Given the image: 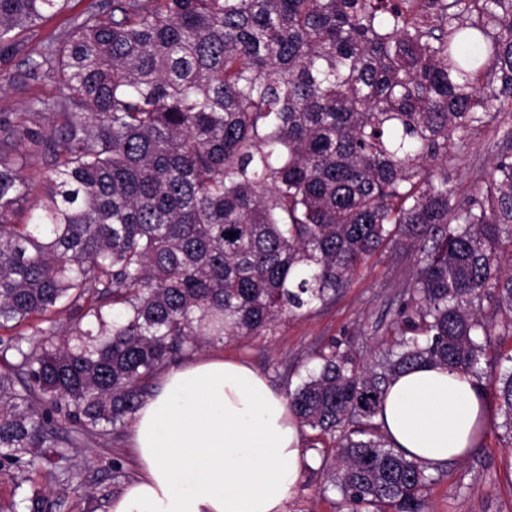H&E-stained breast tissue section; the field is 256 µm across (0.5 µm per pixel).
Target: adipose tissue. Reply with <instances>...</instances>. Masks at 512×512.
<instances>
[{"instance_id": "1", "label": "adipose tissue", "mask_w": 512, "mask_h": 512, "mask_svg": "<svg viewBox=\"0 0 512 512\" xmlns=\"http://www.w3.org/2000/svg\"><path fill=\"white\" fill-rule=\"evenodd\" d=\"M488 418L469 378L422 366L389 384L378 420L396 450L433 467L464 458ZM130 442L138 477L109 512H286L303 472L285 397L221 353L165 369Z\"/></svg>"}]
</instances>
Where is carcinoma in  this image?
I'll return each instance as SVG.
<instances>
[{"instance_id":"1","label":"carcinoma","mask_w":512,"mask_h":512,"mask_svg":"<svg viewBox=\"0 0 512 512\" xmlns=\"http://www.w3.org/2000/svg\"><path fill=\"white\" fill-rule=\"evenodd\" d=\"M71 2L0 0V54L59 85L0 114V474L117 433L164 366L334 301L391 247L415 267L396 348L318 352L288 407L330 436L350 512H425L428 466L376 418L422 364L482 384L512 335L479 310L512 314V155L470 195L448 177L476 131L512 141V0H108L27 51ZM492 385L511 434L512 368ZM24 482L0 512H54Z\"/></svg>"}]
</instances>
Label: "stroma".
Returning <instances> with one entry per match:
<instances>
[{
	"mask_svg": "<svg viewBox=\"0 0 512 512\" xmlns=\"http://www.w3.org/2000/svg\"><path fill=\"white\" fill-rule=\"evenodd\" d=\"M6 67L16 80L0 86V113L23 112L32 98L56 95L52 82L29 72L23 56L7 58ZM501 148L494 132L474 134L467 152L448 164L460 193L471 192ZM413 273V261L405 252L383 250L357 270L336 301L304 316L283 318L269 331L216 344L215 349L248 361L283 393L301 383L307 368L316 363V352L329 345L350 351L358 361H369L375 347L391 343L395 301ZM485 397L490 422L481 444L466 458L435 470V479L424 492L427 512H512V436L502 426L494 391H486ZM129 436L125 427L91 447L65 449L71 465L65 482L43 468L29 477L58 501L56 512H107L112 498L137 476ZM302 444L309 463L288 512H348L338 491L323 488L320 457L331 446L329 438L306 427ZM116 461L122 465L117 477L112 474Z\"/></svg>",
	"mask_w": 512,
	"mask_h": 512,
	"instance_id": "stroma-1",
	"label": "stroma"
}]
</instances>
